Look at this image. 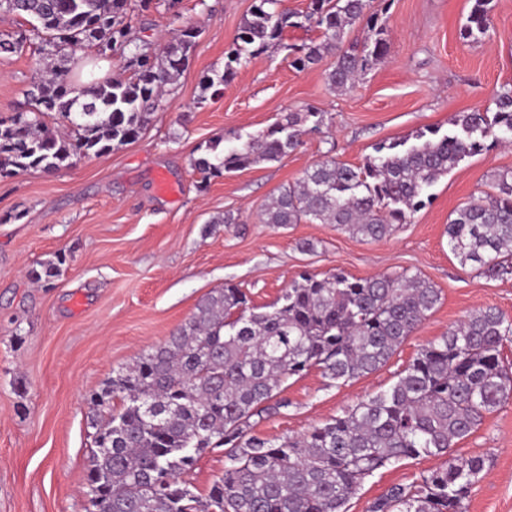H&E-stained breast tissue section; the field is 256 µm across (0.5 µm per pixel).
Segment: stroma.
I'll list each match as a JSON object with an SVG mask.
<instances>
[{"mask_svg": "<svg viewBox=\"0 0 512 512\" xmlns=\"http://www.w3.org/2000/svg\"><path fill=\"white\" fill-rule=\"evenodd\" d=\"M253 0H179L181 22L197 27L190 65L141 136L107 153L72 157L51 173L0 179V512H84L95 448L93 392L113 370L163 343L211 291L231 284L268 306L301 272L356 278L419 273L441 301L389 364L347 384L311 369L284 384L289 405L254 418V434L297 437L348 405L388 388L429 342L469 312L512 318V278L461 267L448 248L452 211L512 169V145L486 141L429 189L425 207L390 238L366 241L335 225L261 223L263 205L324 156L360 166L379 144L447 133L452 117L489 105L512 85V0H492V26L477 42L459 30L472 0H373L389 31L386 58L344 90L328 81L335 57L293 68L290 45L320 40L315 27L289 28L284 47L236 67L219 96L203 89L223 73ZM34 49L0 57V115L25 103L42 70ZM323 114L280 161L203 180L193 161L265 131L290 112ZM174 188L164 195L159 178ZM233 223H224V215ZM311 241L316 250L302 252ZM55 261V277L32 271ZM452 454L485 460L467 512H512V399L488 414ZM441 463L407 458L367 477L346 504L366 512L390 486Z\"/></svg>", "mask_w": 512, "mask_h": 512, "instance_id": "stroma-1", "label": "stroma"}]
</instances>
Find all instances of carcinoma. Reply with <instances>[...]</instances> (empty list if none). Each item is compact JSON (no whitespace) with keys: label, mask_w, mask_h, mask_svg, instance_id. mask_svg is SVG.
<instances>
[{"label":"carcinoma","mask_w":512,"mask_h":512,"mask_svg":"<svg viewBox=\"0 0 512 512\" xmlns=\"http://www.w3.org/2000/svg\"><path fill=\"white\" fill-rule=\"evenodd\" d=\"M370 0H310L290 13L281 0H254L224 73L206 88L219 92L233 65L281 44L292 27L313 24L323 40L289 46L292 65L306 69L336 52L328 78L343 89L388 52L387 29ZM491 0H473L460 39L474 42L491 27ZM29 24L0 35V55L38 44L45 75L25 91L28 110L0 117V178L28 170L52 172L73 156L100 155L136 140L162 103L163 89L184 72L196 38L181 26L161 52L130 39L129 0H0V14ZM365 24L361 50L342 48L346 27ZM105 60L129 52L126 80H73L77 51ZM495 110L464 112L453 130L420 132L416 142L377 147L361 166L326 159L273 197L264 224H334L364 240L390 237L423 205V196L484 139L512 134V87L492 97ZM58 114L69 133L44 118ZM294 112L266 131L194 168L207 181L274 162L299 144ZM458 262L489 279L512 275V171L499 172L492 191L471 196L445 228ZM441 300L414 274L322 278L302 273L270 306H254L233 285L212 291L189 320L161 345L114 371L91 394L97 417L89 459L85 512L104 502L109 512H346L363 480L404 458L443 456L442 464L409 485H395L367 512H466L484 468L479 457L449 449L486 415L512 398V363L502 356L512 319L494 308L468 313L421 348L397 381L300 438L278 441L250 434L251 418L288 407L283 383L313 367L344 383L385 366ZM226 447L224 474L201 497L181 476L209 448Z\"/></svg>","instance_id":"carcinoma-1"}]
</instances>
